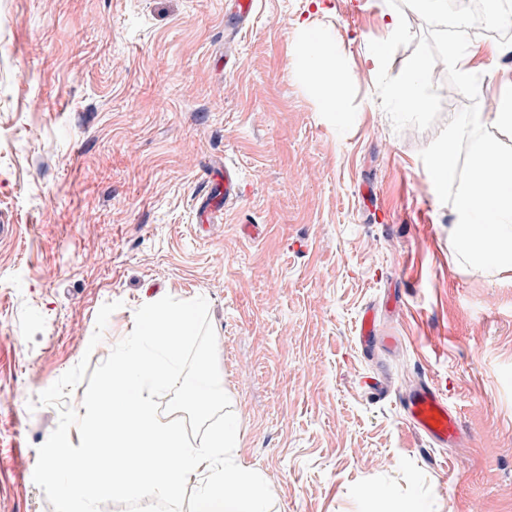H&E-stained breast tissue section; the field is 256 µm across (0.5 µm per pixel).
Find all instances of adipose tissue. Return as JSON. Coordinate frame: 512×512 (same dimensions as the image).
<instances>
[{"mask_svg":"<svg viewBox=\"0 0 512 512\" xmlns=\"http://www.w3.org/2000/svg\"><path fill=\"white\" fill-rule=\"evenodd\" d=\"M511 51V45L502 43L473 51L458 40L448 41L444 56L461 82L480 72L494 81L498 91L486 117H451L447 139L429 159L433 181L442 185L457 166L460 141L469 139V176L456 198V232L472 260H488L507 271L512 270V150L492 138H472L471 131L484 119L499 132L512 135V74L493 65L495 58ZM303 66L319 87L324 110L342 111L345 86L336 71L334 46L308 34Z\"/></svg>","mask_w":512,"mask_h":512,"instance_id":"obj_1","label":"adipose tissue"}]
</instances>
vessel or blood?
Masks as SVG:
<instances>
[{"label":"vessel or blood","instance_id":"obj_1","mask_svg":"<svg viewBox=\"0 0 512 512\" xmlns=\"http://www.w3.org/2000/svg\"><path fill=\"white\" fill-rule=\"evenodd\" d=\"M211 201L202 213L206 221H215L224 205L232 204L241 194V180L237 170L228 166L224 179L214 182L209 190ZM404 412L415 430L427 435L435 444L445 447L459 443L462 430L457 413L447 400L428 384L410 390L403 404Z\"/></svg>","mask_w":512,"mask_h":512}]
</instances>
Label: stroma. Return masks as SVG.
I'll list each match as a JSON object with an SVG mask.
<instances>
[{
    "label": "stroma",
    "mask_w": 512,
    "mask_h": 512,
    "mask_svg": "<svg viewBox=\"0 0 512 512\" xmlns=\"http://www.w3.org/2000/svg\"><path fill=\"white\" fill-rule=\"evenodd\" d=\"M224 2L0 0V512H53L33 472L59 410L38 396L161 295L207 299L239 457L272 512H512V272L468 262L452 230L466 165L440 187L429 171L450 114L488 111L493 84L474 75L484 96L452 102L455 70L432 69L425 110L398 105L397 78L451 37L410 0H256L228 67ZM308 28L336 46L343 111L303 70ZM228 164L244 193L200 223ZM377 373L384 400L361 384ZM421 380L458 410L457 446L407 422Z\"/></svg>",
    "instance_id": "1"
}]
</instances>
